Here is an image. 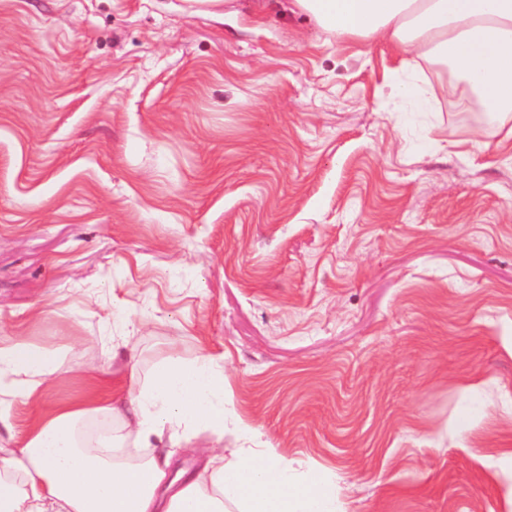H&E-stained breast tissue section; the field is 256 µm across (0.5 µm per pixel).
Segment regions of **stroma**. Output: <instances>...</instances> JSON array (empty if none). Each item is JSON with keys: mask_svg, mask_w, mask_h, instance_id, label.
I'll list each match as a JSON object with an SVG mask.
<instances>
[{"mask_svg": "<svg viewBox=\"0 0 512 512\" xmlns=\"http://www.w3.org/2000/svg\"><path fill=\"white\" fill-rule=\"evenodd\" d=\"M219 0H0V336L43 403L222 357L336 512H512V129ZM59 359L55 351L30 344L24 336L0 337V424L11 427L16 401L28 404L41 398V387L56 373ZM11 376L9 384L2 377Z\"/></svg>", "mask_w": 512, "mask_h": 512, "instance_id": "35a3bbf8", "label": "stroma"}]
</instances>
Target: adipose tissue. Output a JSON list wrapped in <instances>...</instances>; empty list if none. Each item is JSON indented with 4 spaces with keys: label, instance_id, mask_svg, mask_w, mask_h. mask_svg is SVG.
I'll use <instances>...</instances> for the list:
<instances>
[{
    "label": "adipose tissue",
    "instance_id": "obj_1",
    "mask_svg": "<svg viewBox=\"0 0 512 512\" xmlns=\"http://www.w3.org/2000/svg\"><path fill=\"white\" fill-rule=\"evenodd\" d=\"M290 11L348 43L375 41L402 55L397 95L416 109L436 97L420 63H443L495 121L512 118V0H289ZM55 351L26 337L0 339V425L14 403L40 400L56 373ZM224 368L202 354L160 365L149 381L130 380L118 397L95 392L45 406L19 450L0 455V512H335L324 473L301 472L249 424L233 461L209 446L202 474L170 475V460L112 462L128 439H168L180 447L206 434L222 438Z\"/></svg>",
    "mask_w": 512,
    "mask_h": 512
}]
</instances>
